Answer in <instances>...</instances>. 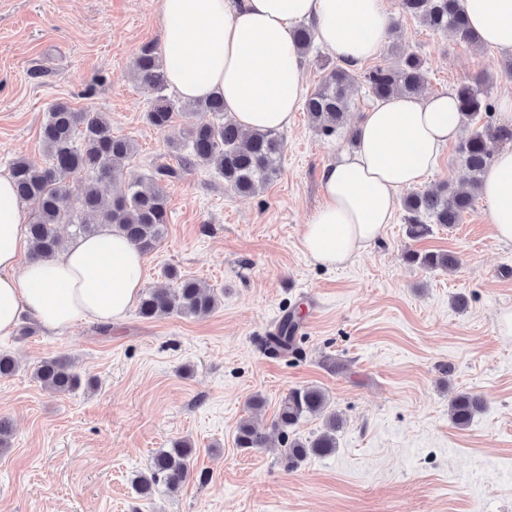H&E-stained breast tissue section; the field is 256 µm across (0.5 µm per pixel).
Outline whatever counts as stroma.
<instances>
[{
    "mask_svg": "<svg viewBox=\"0 0 512 512\" xmlns=\"http://www.w3.org/2000/svg\"><path fill=\"white\" fill-rule=\"evenodd\" d=\"M395 30L376 61L397 50L425 62L426 92L479 80L512 98L504 55L422 26L389 0ZM159 0H0V175L25 158L43 163L41 126L59 102L106 113L137 155L120 183L168 156L167 136L145 119L151 94L133 66L161 42ZM279 173L258 193L225 187L195 169L168 187L169 224L144 254V284L167 273L202 281L221 303L204 318H141L130 311L99 332L80 322L57 336L0 339L19 364L0 378V417L14 426L0 452V512H512V245L499 243L483 200L454 227L406 234L396 211L381 239L328 268L300 240L320 206L322 167L347 149L305 111L282 131ZM446 250L453 271L407 264V250ZM302 312L295 349L274 356L264 339ZM69 357L78 390L57 395L37 362ZM317 386L344 423L337 448L286 469L267 449L237 447L241 421L269 427L295 388ZM484 395L466 428L448 417L457 392ZM261 396L252 412L248 401ZM195 449L177 492L138 495L134 479L172 441Z\"/></svg>",
    "mask_w": 512,
    "mask_h": 512,
    "instance_id": "35a3bbf8",
    "label": "stroma"
}]
</instances>
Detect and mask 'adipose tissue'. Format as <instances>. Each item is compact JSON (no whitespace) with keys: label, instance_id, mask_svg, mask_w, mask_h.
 Returning <instances> with one entry per match:
<instances>
[{"label":"adipose tissue","instance_id":"ef3b65f1","mask_svg":"<svg viewBox=\"0 0 512 512\" xmlns=\"http://www.w3.org/2000/svg\"><path fill=\"white\" fill-rule=\"evenodd\" d=\"M480 42L512 55V0H460ZM169 88L195 102L219 94L246 130H282L302 100L304 56L295 28L314 24L337 60L362 64L390 30L388 0H160ZM461 133L453 94L395 95L376 102L357 126V145L320 174L324 202L301 245L336 267L376 243L391 224L400 191L437 171ZM480 194L495 238L512 244V149L497 151ZM29 221L10 178L0 176V338L22 320L55 333L84 320L126 316L144 285L143 257L119 233L75 239L56 256L22 260Z\"/></svg>","mask_w":512,"mask_h":512}]
</instances>
